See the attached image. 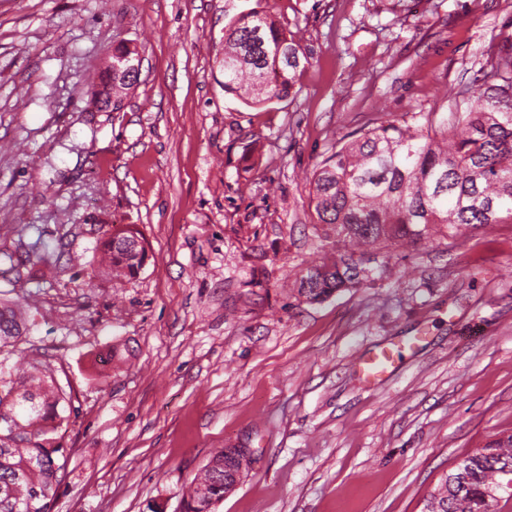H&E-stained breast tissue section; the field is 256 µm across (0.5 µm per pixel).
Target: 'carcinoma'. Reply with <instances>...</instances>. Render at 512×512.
Listing matches in <instances>:
<instances>
[{
	"label": "carcinoma",
	"instance_id": "obj_1",
	"mask_svg": "<svg viewBox=\"0 0 512 512\" xmlns=\"http://www.w3.org/2000/svg\"><path fill=\"white\" fill-rule=\"evenodd\" d=\"M307 56L264 11L249 10L224 28V91L249 107L287 98ZM493 83L475 89L456 124L433 112L412 122L385 119L363 130L326 157L315 171L309 206L332 248L319 264L296 272L293 297L320 304L375 279L366 266L369 249L399 240L418 244L434 234L448 237L481 224H512V54L487 59ZM107 270L116 279L145 266L143 237L130 227L103 242ZM22 303L0 297V512H28L40 495L44 508L68 459L59 430L72 407L46 360L23 369L10 361L31 324ZM225 449L215 452L183 497V512H206L224 494ZM463 482L447 473L428 494L422 512H492L487 490L512 472V435L466 455Z\"/></svg>",
	"mask_w": 512,
	"mask_h": 512
}]
</instances>
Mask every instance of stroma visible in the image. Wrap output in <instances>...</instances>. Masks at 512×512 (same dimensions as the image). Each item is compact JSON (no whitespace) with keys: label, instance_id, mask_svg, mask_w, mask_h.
I'll list each match as a JSON object with an SVG mask.
<instances>
[{"label":"stroma","instance_id":"1","mask_svg":"<svg viewBox=\"0 0 512 512\" xmlns=\"http://www.w3.org/2000/svg\"><path fill=\"white\" fill-rule=\"evenodd\" d=\"M260 7L308 62L295 94L224 91V27ZM139 81L94 94L112 49ZM512 49V0H0V293L71 395L51 512H181L211 455L253 462L214 512H421L512 435V224L395 247L396 276L320 304L289 274L328 248L319 163L382 114L454 117ZM149 260L113 287L107 230ZM395 344L381 383L357 361Z\"/></svg>","mask_w":512,"mask_h":512}]
</instances>
